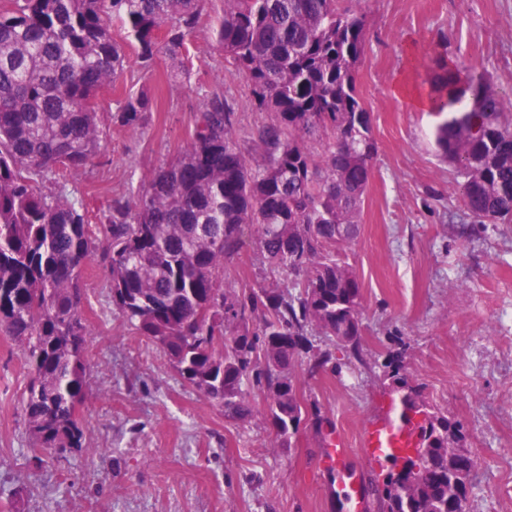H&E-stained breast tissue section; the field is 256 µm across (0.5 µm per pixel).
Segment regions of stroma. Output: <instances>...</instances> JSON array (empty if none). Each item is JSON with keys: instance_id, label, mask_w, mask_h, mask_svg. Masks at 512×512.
<instances>
[{"instance_id": "obj_1", "label": "stroma", "mask_w": 512, "mask_h": 512, "mask_svg": "<svg viewBox=\"0 0 512 512\" xmlns=\"http://www.w3.org/2000/svg\"><path fill=\"white\" fill-rule=\"evenodd\" d=\"M371 20L359 90L372 114L377 155L361 212L362 231L347 251L363 285V359L336 372L295 368L305 398L331 418L354 464L379 471L362 448L393 397L382 372L403 346V365L430 405L467 430L479 463L469 512H512V227L485 224L458 236L451 214L461 192L434 141L438 121L418 102L429 90L432 59L453 60L512 96V0H360ZM224 0H208L187 43V79L156 86L134 49L124 72L98 98L111 112L122 89L158 87V107L138 132L105 124L102 154L77 173H60L90 223L113 194L137 188L144 171L175 158L205 94L238 103L239 137L262 116L243 79L210 32ZM98 263L80 285L89 338L86 447L57 460H31L22 423L28 370L21 351L0 338V512H342L322 465L320 436L306 429L293 448H276L267 402L245 422L181 382L164 358L113 310Z\"/></svg>"}]
</instances>
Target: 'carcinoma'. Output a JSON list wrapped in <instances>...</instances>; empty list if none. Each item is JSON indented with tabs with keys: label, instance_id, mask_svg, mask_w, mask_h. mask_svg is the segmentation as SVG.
I'll list each match as a JSON object with an SVG mask.
<instances>
[{
	"label": "carcinoma",
	"instance_id": "carcinoma-1",
	"mask_svg": "<svg viewBox=\"0 0 512 512\" xmlns=\"http://www.w3.org/2000/svg\"><path fill=\"white\" fill-rule=\"evenodd\" d=\"M343 0H224L211 31L269 118L241 139L232 97L205 95L185 149L115 194L96 224L56 175L102 150L99 94L135 48L142 72L168 60L186 75L187 40L207 0H5L0 5V333L28 368L23 399L34 460L85 448L89 329L80 276L107 271L112 306L159 349L181 381L244 422L243 387L267 399L275 448L300 430L335 432L297 391L295 368L336 372L363 361L362 284L347 261L357 239L377 144L358 87L370 20ZM118 21L124 37H112ZM429 97L441 159L460 179L465 214L512 224V100L483 76L434 61ZM155 100L142 88L117 100L112 123L137 131ZM254 233L275 280L226 283ZM384 379L404 412L422 415L415 482L401 492L372 478L375 512H469L478 460L449 412L429 405L392 354Z\"/></svg>",
	"mask_w": 512,
	"mask_h": 512
}]
</instances>
